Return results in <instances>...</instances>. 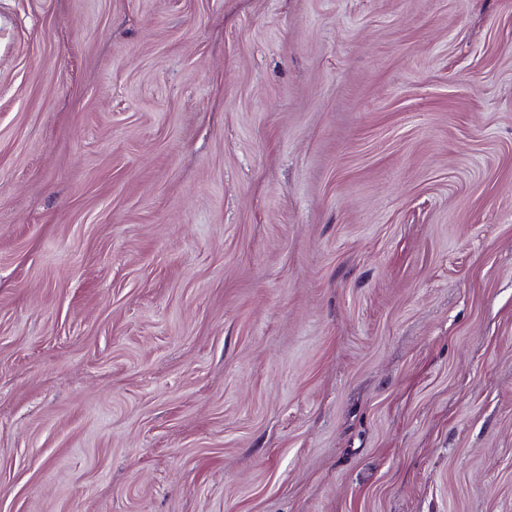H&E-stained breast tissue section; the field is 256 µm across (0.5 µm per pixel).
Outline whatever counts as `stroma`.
Wrapping results in <instances>:
<instances>
[{
    "instance_id": "obj_1",
    "label": "stroma",
    "mask_w": 512,
    "mask_h": 512,
    "mask_svg": "<svg viewBox=\"0 0 512 512\" xmlns=\"http://www.w3.org/2000/svg\"><path fill=\"white\" fill-rule=\"evenodd\" d=\"M0 512H512V0H0Z\"/></svg>"
}]
</instances>
